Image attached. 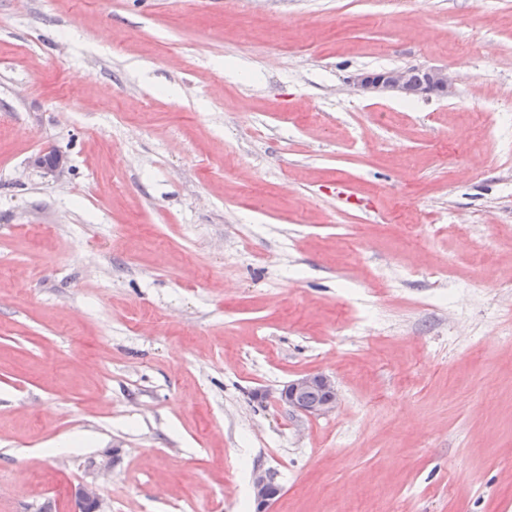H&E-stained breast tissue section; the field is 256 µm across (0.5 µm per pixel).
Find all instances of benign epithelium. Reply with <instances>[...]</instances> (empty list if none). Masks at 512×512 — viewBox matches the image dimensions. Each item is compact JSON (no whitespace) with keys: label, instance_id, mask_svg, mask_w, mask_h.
Segmentation results:
<instances>
[{"label":"benign epithelium","instance_id":"obj_1","mask_svg":"<svg viewBox=\"0 0 512 512\" xmlns=\"http://www.w3.org/2000/svg\"><path fill=\"white\" fill-rule=\"evenodd\" d=\"M424 80L415 83L411 80V70L398 67L375 73H360L353 83L364 95L391 93L403 99L438 95L447 97L453 93V79L448 70L428 66L422 68ZM56 155L53 150H44L36 155L32 163L45 174L60 176L64 173V162H47V158ZM320 390L327 394L322 401L310 403L305 399L309 391ZM280 401L295 412L306 416H327L333 413L339 402L340 394L334 379L325 373H309L299 376L281 390ZM282 488L276 482L274 474L257 467L252 473V495L255 512H270L272 504L279 498ZM78 510L76 512H107L98 490L93 485H83L76 492Z\"/></svg>","mask_w":512,"mask_h":512}]
</instances>
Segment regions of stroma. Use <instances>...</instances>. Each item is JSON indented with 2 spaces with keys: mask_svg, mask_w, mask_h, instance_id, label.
Here are the masks:
<instances>
[{
  "mask_svg": "<svg viewBox=\"0 0 512 512\" xmlns=\"http://www.w3.org/2000/svg\"><path fill=\"white\" fill-rule=\"evenodd\" d=\"M411 66L453 95L350 82ZM315 372L335 413L278 402ZM258 466L512 512V0H0V512H253ZM424 80L415 83L411 80V70L398 67L375 73H360L354 77L353 83L364 95L391 93L403 99L438 95L447 97L453 93V79L448 70L428 66L421 68ZM78 510L73 512H108L98 490L93 485H83L76 492Z\"/></svg>",
  "mask_w": 512,
  "mask_h": 512,
  "instance_id": "stroma-1",
  "label": "stroma"
}]
</instances>
